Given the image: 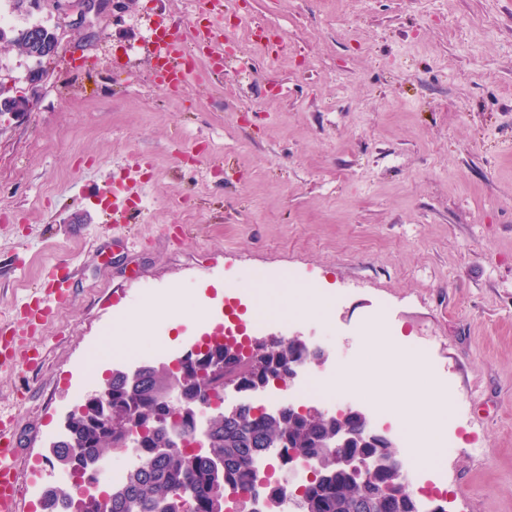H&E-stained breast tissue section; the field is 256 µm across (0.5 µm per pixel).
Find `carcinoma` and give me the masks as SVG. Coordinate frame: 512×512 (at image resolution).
Masks as SVG:
<instances>
[{
  "label": "carcinoma",
  "mask_w": 512,
  "mask_h": 512,
  "mask_svg": "<svg viewBox=\"0 0 512 512\" xmlns=\"http://www.w3.org/2000/svg\"><path fill=\"white\" fill-rule=\"evenodd\" d=\"M302 359L309 357L300 339L270 336L211 345L175 366L142 365L133 381L126 371L112 370L100 394L71 417L72 443L65 447L71 475L84 476L88 462L125 447L135 433L143 450L138 464L124 482L102 489L112 501L111 512H225L230 495L255 480L256 460L278 448L284 465L294 452L312 461L313 477L297 495V512H365L360 505L369 500L371 512H420L397 470L376 471L364 486L352 477L354 461L385 447L363 431L360 411L343 418L324 411L306 417L284 404L254 415L242 406L212 418L208 449L171 444L169 424L191 432L209 385L208 366L223 364L224 383L249 392L287 381L291 366ZM340 430L346 446L328 447Z\"/></svg>",
  "instance_id": "carcinoma-1"
}]
</instances>
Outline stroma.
<instances>
[{
    "mask_svg": "<svg viewBox=\"0 0 512 512\" xmlns=\"http://www.w3.org/2000/svg\"><path fill=\"white\" fill-rule=\"evenodd\" d=\"M236 2L287 51L271 66L236 36L229 74L187 47L196 67L169 91L146 36L190 0H102L82 21L0 0V84L33 103L0 114V325L48 267L71 292L34 339L40 363L0 372L22 434L18 512L57 485L50 445L76 398L127 356L173 363L230 310L268 312L249 335L322 347L307 365L321 382L357 372L344 405L397 448L379 397L408 412L437 385L456 449L431 507L512 512V0ZM34 24L58 36L36 86L12 43ZM130 172L141 203L116 224L102 200ZM168 299L187 322L146 315L113 351L120 317ZM371 325L431 375L385 369Z\"/></svg>",
    "mask_w": 512,
    "mask_h": 512,
    "instance_id": "35a3bbf8",
    "label": "stroma"
}]
</instances>
